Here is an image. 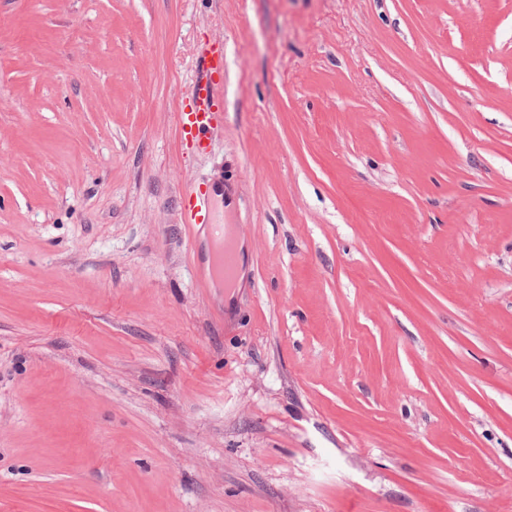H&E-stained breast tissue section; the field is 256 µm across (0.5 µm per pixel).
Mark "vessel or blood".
Listing matches in <instances>:
<instances>
[{
	"label": "vessel or blood",
	"mask_w": 512,
	"mask_h": 512,
	"mask_svg": "<svg viewBox=\"0 0 512 512\" xmlns=\"http://www.w3.org/2000/svg\"><path fill=\"white\" fill-rule=\"evenodd\" d=\"M224 86V52L210 49L200 57L197 74L191 88L189 109L180 113L178 131L181 140L193 144L197 151L207 149L206 139L222 110ZM209 192L188 198L185 204L190 226L206 227L213 245L210 277L232 282L239 270V255L233 244L231 225L219 223L209 207Z\"/></svg>",
	"instance_id": "1"
}]
</instances>
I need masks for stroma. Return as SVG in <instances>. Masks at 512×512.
I'll return each instance as SVG.
<instances>
[{
    "mask_svg": "<svg viewBox=\"0 0 512 512\" xmlns=\"http://www.w3.org/2000/svg\"><path fill=\"white\" fill-rule=\"evenodd\" d=\"M0 512H512V0H0ZM223 87L224 51L212 48L199 59L189 109L178 119L181 140L193 144L198 152L207 150V134L222 112ZM216 182L206 187L204 192L186 200L185 210L187 223L191 228L202 226L208 229L209 237L213 245L210 272L206 274L204 284L212 283L214 277L224 280V283L232 282L239 270V255L233 244L232 226L221 224L215 213L209 207L211 188Z\"/></svg>",
    "mask_w": 512,
    "mask_h": 512,
    "instance_id": "35a3bbf8",
    "label": "stroma"
}]
</instances>
